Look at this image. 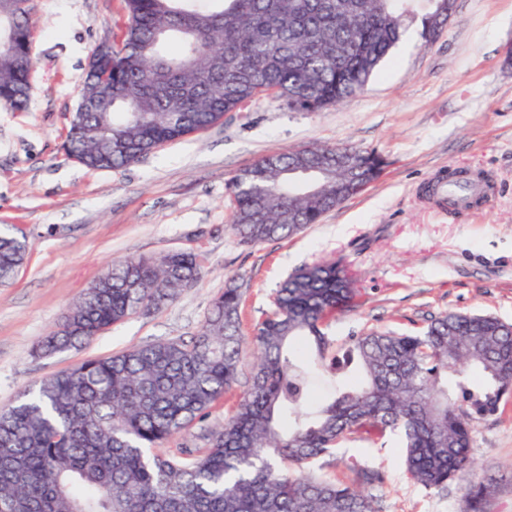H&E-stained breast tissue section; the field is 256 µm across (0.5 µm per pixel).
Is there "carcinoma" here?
Instances as JSON below:
<instances>
[{
  "label": "carcinoma",
  "mask_w": 512,
  "mask_h": 512,
  "mask_svg": "<svg viewBox=\"0 0 512 512\" xmlns=\"http://www.w3.org/2000/svg\"><path fill=\"white\" fill-rule=\"evenodd\" d=\"M456 0H124L127 23L111 56L87 69L79 98L112 96L73 112L65 149L94 170L118 169L163 144L208 129L263 94L317 112L360 92L413 25L433 41ZM14 26L0 35V107H28L36 0H13ZM322 164L320 191L288 176ZM374 149L303 147L265 155L228 182L231 230L255 245L285 239L376 180ZM22 236L0 230V287L26 262ZM193 252L112 261L68 307L38 351L88 344L109 326L172 303L199 276ZM358 290L336 261L294 270L252 338L256 362L235 415L206 448L147 454L208 414L237 381L245 339L240 288L214 300L190 341L136 346L44 379L0 410V512H380L364 468L346 484L315 468L347 436H397L410 476L443 492L468 477V512H485L486 487L471 453L477 422L512 397V324L449 311L417 335L352 337L344 368L327 357L325 320ZM304 340L339 381L310 403Z\"/></svg>",
  "instance_id": "carcinoma-1"
}]
</instances>
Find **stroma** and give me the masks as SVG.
Returning <instances> with one entry per match:
<instances>
[{
  "label": "stroma",
  "instance_id": "1",
  "mask_svg": "<svg viewBox=\"0 0 512 512\" xmlns=\"http://www.w3.org/2000/svg\"><path fill=\"white\" fill-rule=\"evenodd\" d=\"M126 22L122 0H38L34 72L26 111L0 108V228L29 242L26 264L0 288V407L44 378L128 347L199 333L228 282L242 292L245 336L293 269L340 261L361 293L328 321L343 352L365 330L415 333L448 311L491 313L512 323V0H457L440 37L417 30L343 103L304 112L262 96L207 130L166 144L118 170H90L65 149L89 57ZM313 145L376 150L387 160L362 193L286 240L245 245L230 230L228 180L263 156ZM467 168L492 196L449 213L426 190L441 173ZM192 251L199 278L168 306L105 329L92 342L52 356L37 348L112 260ZM244 349L237 382L162 450L203 448L248 388ZM472 454L489 485L486 512H512V400L475 427ZM324 472L351 481L381 470V512H463L460 484L425 490L410 479L395 438L344 442L321 458Z\"/></svg>",
  "mask_w": 512,
  "mask_h": 512
}]
</instances>
